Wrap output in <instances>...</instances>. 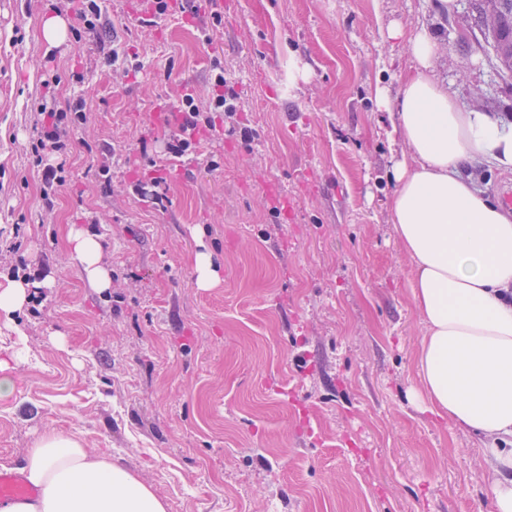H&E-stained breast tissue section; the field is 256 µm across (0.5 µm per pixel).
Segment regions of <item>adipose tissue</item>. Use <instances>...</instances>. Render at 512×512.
I'll list each match as a JSON object with an SVG mask.
<instances>
[{"mask_svg": "<svg viewBox=\"0 0 512 512\" xmlns=\"http://www.w3.org/2000/svg\"><path fill=\"white\" fill-rule=\"evenodd\" d=\"M390 36L415 63L400 95L374 91L400 146L389 211L425 326L413 394L477 439L494 508L512 512V304L501 298L512 288V214L463 174L477 159L512 168V133L485 111L457 108L433 75L437 45L427 30ZM69 243L90 286L111 288L99 240L74 229ZM21 472L37 499L0 503V512H166L150 487L72 436L40 437Z\"/></svg>", "mask_w": 512, "mask_h": 512, "instance_id": "obj_1", "label": "adipose tissue"}]
</instances>
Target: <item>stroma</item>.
<instances>
[{
    "instance_id": "obj_1",
    "label": "stroma",
    "mask_w": 512,
    "mask_h": 512,
    "mask_svg": "<svg viewBox=\"0 0 512 512\" xmlns=\"http://www.w3.org/2000/svg\"><path fill=\"white\" fill-rule=\"evenodd\" d=\"M476 0H237L234 20L143 22L106 0L113 41L144 67L108 66L96 40L59 47L64 107L85 76L53 210L28 154L45 89L48 7L0 0V251L46 266L0 352V470L48 433L112 456L168 512H494L476 441L413 400L424 334L388 210L397 157L375 84L413 67L388 31L423 27L434 74L466 110L512 129V77ZM240 95L251 143L224 115L190 163L166 158L183 92L207 106L212 63ZM107 146L110 184L85 144ZM159 181L163 204L136 184ZM88 229L112 286L91 288L68 242ZM219 282L197 284L198 254Z\"/></svg>"
}]
</instances>
